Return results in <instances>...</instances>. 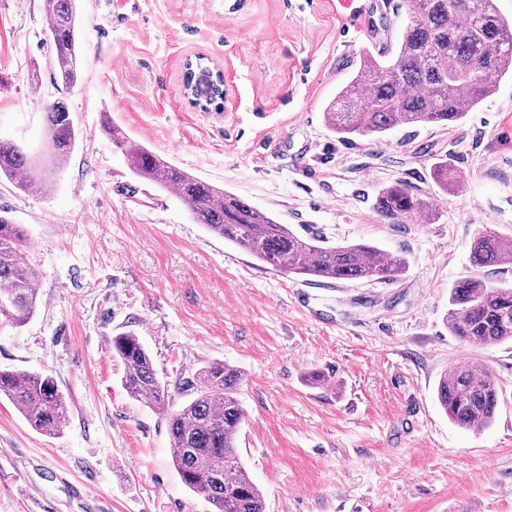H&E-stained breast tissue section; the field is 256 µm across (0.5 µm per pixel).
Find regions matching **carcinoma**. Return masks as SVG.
<instances>
[{
	"label": "carcinoma",
	"instance_id": "cac0c4a2",
	"mask_svg": "<svg viewBox=\"0 0 512 512\" xmlns=\"http://www.w3.org/2000/svg\"><path fill=\"white\" fill-rule=\"evenodd\" d=\"M408 22L396 48H366L357 69L325 108L328 129L353 144L378 142L398 127L433 125L446 129L461 122L499 82L512 76V19L495 0H408ZM54 71L70 89L80 77L79 0H44ZM204 56L185 68L184 92L200 107L220 101L222 85ZM102 131L127 158L132 173L148 184L176 193L198 224L238 245L260 263L316 284L336 280H391L406 259L363 244L327 245L304 237L289 225L249 205L229 190L205 182L135 141L110 118ZM45 149L33 158L14 143L0 140V176L27 193H41L47 173L66 168L78 137L66 102L45 104ZM430 177L443 192L458 185L461 173L439 155ZM377 215L394 224L417 213L433 217L430 205L398 180L379 189ZM27 237L22 225L0 214V318L15 326L36 313L41 273L22 265ZM477 269L512 263V238L481 228L470 246ZM446 324L460 341L484 346L512 342V286H493L472 277L458 282L448 297ZM112 354L124 367L127 393L162 412L174 448L172 463L181 482L214 506V512H266L261 489L248 474L238 451L246 419L238 391L243 372L221 361L202 367L197 384L177 386L187 397L181 407L157 374L146 346L135 333L112 337ZM16 406L38 433L58 435L68 422V404L55 378L31 371L0 370V397ZM436 398L448 418L468 430L493 424L499 390L493 374L472 362L443 375Z\"/></svg>",
	"mask_w": 512,
	"mask_h": 512
}]
</instances>
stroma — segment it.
I'll return each mask as SVG.
<instances>
[{
  "mask_svg": "<svg viewBox=\"0 0 512 512\" xmlns=\"http://www.w3.org/2000/svg\"><path fill=\"white\" fill-rule=\"evenodd\" d=\"M406 23L405 0H81V79L68 89L53 78L44 0H0V138L39 148L44 103L59 97L80 132L45 192L0 177V209L42 274L37 313L0 321V369L52 375L69 406L47 436L0 399V473L19 475L0 481V512H211L176 474L163 415L122 385V331L170 385L215 361L245 372L238 451L267 512H512V342L468 346L445 322L456 282L512 284V269L469 260L482 225L512 237V77L447 131L350 145L325 123L361 47L396 42ZM198 55L224 70L222 110L183 93ZM106 113L297 233L373 244L404 255L405 271L314 285L261 266L135 177L100 130ZM435 153L464 177L447 196L429 176ZM398 179L433 220L378 217V189ZM464 359L499 389L481 432L435 395ZM312 370L325 384L306 383Z\"/></svg>",
  "mask_w": 512,
  "mask_h": 512,
  "instance_id": "obj_1",
  "label": "stroma"
}]
</instances>
